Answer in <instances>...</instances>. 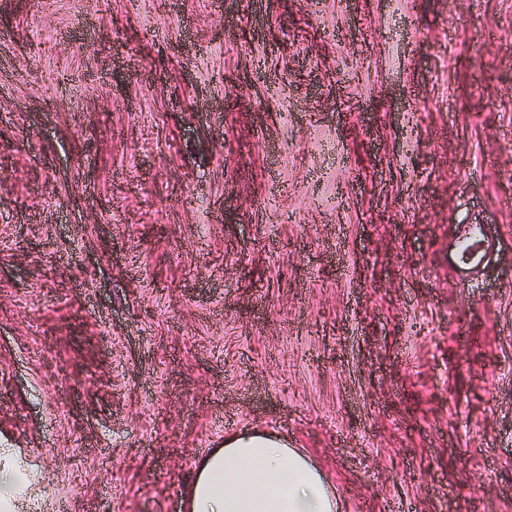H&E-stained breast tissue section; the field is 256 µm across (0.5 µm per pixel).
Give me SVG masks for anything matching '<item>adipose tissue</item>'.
Here are the masks:
<instances>
[{
	"label": "adipose tissue",
	"mask_w": 512,
	"mask_h": 512,
	"mask_svg": "<svg viewBox=\"0 0 512 512\" xmlns=\"http://www.w3.org/2000/svg\"><path fill=\"white\" fill-rule=\"evenodd\" d=\"M35 492L34 472L0 452V512H20ZM187 512H339V501L303 451L277 433L225 437L197 464Z\"/></svg>",
	"instance_id": "1"
}]
</instances>
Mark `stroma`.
Returning <instances> with one entry per match:
<instances>
[{
    "mask_svg": "<svg viewBox=\"0 0 512 512\" xmlns=\"http://www.w3.org/2000/svg\"><path fill=\"white\" fill-rule=\"evenodd\" d=\"M253 429L343 512H512V0H0L21 512H185ZM494 243L489 239L482 225H466L458 237V256L451 265L462 279L477 275L485 260L493 250Z\"/></svg>",
    "mask_w": 512,
    "mask_h": 512,
    "instance_id": "obj_1",
    "label": "stroma"
}]
</instances>
